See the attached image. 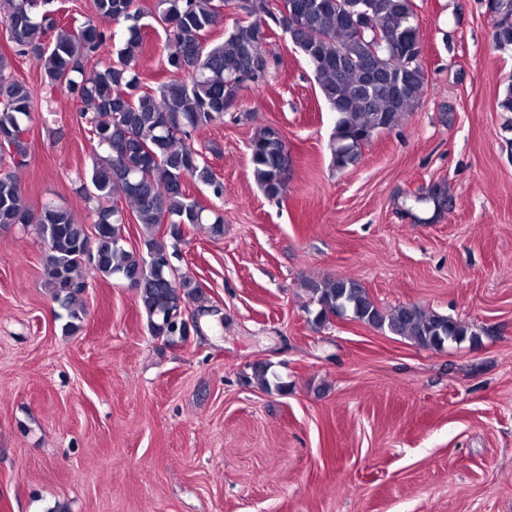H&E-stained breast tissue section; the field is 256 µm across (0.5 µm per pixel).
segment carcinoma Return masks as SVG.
Segmentation results:
<instances>
[{
    "label": "carcinoma",
    "mask_w": 512,
    "mask_h": 512,
    "mask_svg": "<svg viewBox=\"0 0 512 512\" xmlns=\"http://www.w3.org/2000/svg\"><path fill=\"white\" fill-rule=\"evenodd\" d=\"M48 3L0 0V23L16 54L39 68L49 92L60 90L80 102L102 150L81 187L84 198L94 202L93 227L79 223L62 206L47 203L31 210L10 173H0V226L35 225L45 247L46 282L67 311L70 331L79 328L87 262L105 277L135 282L148 332L165 344L186 340L187 331L175 328L174 318L188 312L189 301L197 303L192 314L209 312L200 286L172 267L169 247L188 226L208 224L212 235L224 234V217L187 195L183 181L191 178L208 186L217 198L224 194L192 135L224 119V106L239 98L252 64L270 61L261 26L272 22L284 29L312 68L334 116L330 153L338 169L356 165L375 134L394 129L414 111L426 83L412 51L419 27L413 0H343V18L332 7L334 0H251L241 6L245 20L217 44L209 43L207 35L223 23L221 7L229 0H154L149 15L164 25L167 65L185 75L156 91L142 84L136 69L142 48L139 0H93L97 17L118 25L131 22L114 57L109 53L116 32L91 19L59 25L44 10ZM300 3L306 5L305 17L290 29L286 12ZM493 42L502 52L512 51V28L495 29ZM401 47L408 49L407 66L392 62V53ZM31 120V91L13 78L7 57L0 54V140L11 155L26 157ZM248 150L261 191L270 198L283 196L289 156L281 131L271 125L256 130ZM119 196L145 229L142 250L123 245L126 217ZM89 242L93 258L87 261ZM302 287L315 305L308 311L314 326L342 309L355 321L426 349L479 341L469 323L433 310L413 304L383 310L352 279L309 277ZM252 380L269 392L288 391V383L269 372L267 364L252 368L247 381Z\"/></svg>",
    "instance_id": "carcinoma-1"
}]
</instances>
